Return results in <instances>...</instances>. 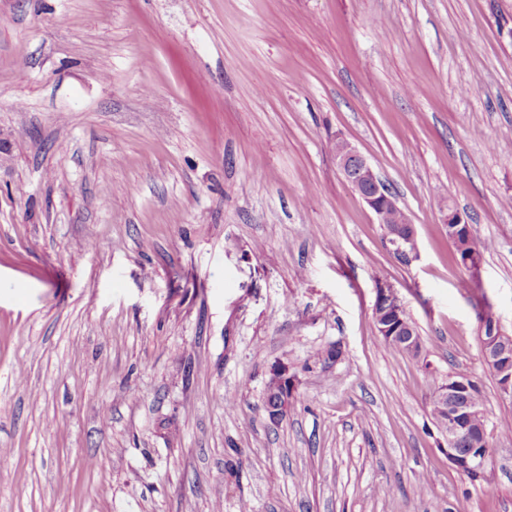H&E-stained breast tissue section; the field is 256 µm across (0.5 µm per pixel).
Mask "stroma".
<instances>
[{
  "label": "stroma",
  "mask_w": 512,
  "mask_h": 512,
  "mask_svg": "<svg viewBox=\"0 0 512 512\" xmlns=\"http://www.w3.org/2000/svg\"><path fill=\"white\" fill-rule=\"evenodd\" d=\"M510 154L512 0H0V512H512L478 341L484 306L512 336ZM443 202L492 244L476 285ZM381 287L420 356L377 336ZM451 374L493 483L430 415ZM334 150L336 162L343 178L376 214L379 224H382L383 228L410 224V220L402 208L392 212L387 224L388 212L398 208L399 205L377 178L371 163L355 146L348 140L337 137ZM386 241L402 256L406 264H411L418 259L416 228L414 225L411 226L408 233H402L399 230L387 231ZM265 398L268 401L266 410L270 419L283 422L291 414L295 399L291 377L288 369L274 370L266 387Z\"/></svg>",
  "instance_id": "stroma-1"
}]
</instances>
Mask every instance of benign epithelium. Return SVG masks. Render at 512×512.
Wrapping results in <instances>:
<instances>
[{
	"instance_id": "7a95c632",
	"label": "benign epithelium",
	"mask_w": 512,
	"mask_h": 512,
	"mask_svg": "<svg viewBox=\"0 0 512 512\" xmlns=\"http://www.w3.org/2000/svg\"><path fill=\"white\" fill-rule=\"evenodd\" d=\"M335 156L338 168L347 184L359 195L363 202L376 214L379 223L385 224L388 212L398 207L396 199L377 178L368 159L348 140L338 137L335 144ZM386 241L399 255L410 264L418 259L416 228L402 233L398 230L386 232ZM405 310L395 293L382 288L375 302V326L377 335L386 341L402 340V344L412 352L420 350L418 334L410 331L404 318ZM482 356L487 366L492 367L501 359L512 357V338L498 339V346L483 349ZM470 378L457 379L451 375L448 382L435 390L434 397L440 401L442 410L448 414V423L441 427L448 445V461L460 472L471 476H481L487 464V453L474 448H462L460 443L466 437L462 424V415L481 414L483 410L473 406H461L456 397L468 388ZM266 410L270 419L283 422L291 414L295 399L288 369L273 371L266 387Z\"/></svg>"
}]
</instances>
